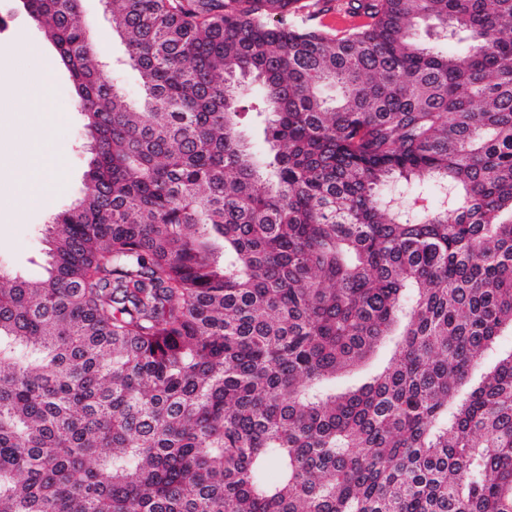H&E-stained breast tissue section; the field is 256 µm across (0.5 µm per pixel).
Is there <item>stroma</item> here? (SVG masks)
I'll list each match as a JSON object with an SVG mask.
<instances>
[{
	"mask_svg": "<svg viewBox=\"0 0 512 512\" xmlns=\"http://www.w3.org/2000/svg\"><path fill=\"white\" fill-rule=\"evenodd\" d=\"M0 144L10 142L25 122L27 113L15 86L22 76L37 74L53 66L55 76L51 89V105L58 117L50 127L48 147L61 153L60 173L65 188L56 195L51 211L28 210L7 223H0V267L27 279L45 274L43 230L52 213L68 209L87 190L88 140L85 120L78 112L70 88L68 74L57 65L55 52L43 31L18 8L17 0H0ZM26 43L29 51L20 68H13L11 46Z\"/></svg>",
	"mask_w": 512,
	"mask_h": 512,
	"instance_id": "1",
	"label": "stroma"
}]
</instances>
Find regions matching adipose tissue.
Masks as SVG:
<instances>
[{
    "instance_id": "adipose-tissue-1",
    "label": "adipose tissue",
    "mask_w": 512,
    "mask_h": 512,
    "mask_svg": "<svg viewBox=\"0 0 512 512\" xmlns=\"http://www.w3.org/2000/svg\"><path fill=\"white\" fill-rule=\"evenodd\" d=\"M49 73L27 77L24 100L28 114L16 141L5 148V155H17L11 181L0 185V218H9L26 208L49 209L63 184L58 177V160L45 149L50 108Z\"/></svg>"
}]
</instances>
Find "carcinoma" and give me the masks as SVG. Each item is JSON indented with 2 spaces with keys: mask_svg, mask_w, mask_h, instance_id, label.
Wrapping results in <instances>:
<instances>
[{
  "mask_svg": "<svg viewBox=\"0 0 512 512\" xmlns=\"http://www.w3.org/2000/svg\"><path fill=\"white\" fill-rule=\"evenodd\" d=\"M20 3L95 150L0 270V512H512V0H106L139 108ZM303 4H311L306 7L310 14H306L303 19L306 24H315L319 21L312 20L311 14L321 16L325 20V26L333 29H341L352 25L353 17L346 7L348 0H302ZM308 16V17H307ZM392 343H388L384 347L377 350L363 365H361L352 374L336 378V390H342L351 386H359L368 381V379L376 372L381 370L390 358L393 351Z\"/></svg>",
  "mask_w": 512,
  "mask_h": 512,
  "instance_id": "obj_1",
  "label": "carcinoma"
}]
</instances>
